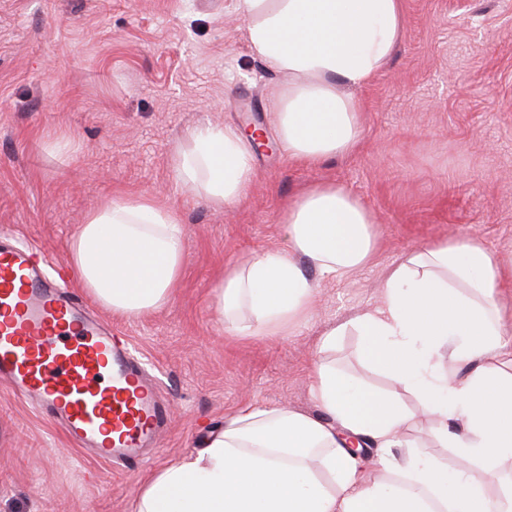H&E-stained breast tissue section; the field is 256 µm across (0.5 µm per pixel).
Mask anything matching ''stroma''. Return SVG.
Masks as SVG:
<instances>
[{
  "label": "stroma",
  "mask_w": 512,
  "mask_h": 512,
  "mask_svg": "<svg viewBox=\"0 0 512 512\" xmlns=\"http://www.w3.org/2000/svg\"><path fill=\"white\" fill-rule=\"evenodd\" d=\"M284 81L252 53L233 0H0V229L63 261L90 212L146 196L178 212L186 240L169 304L103 315L163 373L172 423L152 456L134 469L95 461L0 386V512H130L148 477L225 418L316 412L309 381L334 323L346 330L330 361L392 389L347 323L378 304L393 262L432 242L475 237L510 265L495 300L512 324V0H404L403 39L359 92L355 153L311 164L257 151L252 188L228 209L176 180L175 154L199 128L255 124L275 142L267 93ZM323 183L374 213L372 258L319 282L293 332L225 333L219 277L286 250L282 216Z\"/></svg>",
  "instance_id": "35a3bbf8"
}]
</instances>
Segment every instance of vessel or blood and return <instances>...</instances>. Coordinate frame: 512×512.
I'll use <instances>...</instances> for the list:
<instances>
[{"label": "vessel or blood", "instance_id": "obj_1", "mask_svg": "<svg viewBox=\"0 0 512 512\" xmlns=\"http://www.w3.org/2000/svg\"><path fill=\"white\" fill-rule=\"evenodd\" d=\"M0 385L50 417L72 446L109 464L141 461L171 420L128 341L2 235Z\"/></svg>", "mask_w": 512, "mask_h": 512}]
</instances>
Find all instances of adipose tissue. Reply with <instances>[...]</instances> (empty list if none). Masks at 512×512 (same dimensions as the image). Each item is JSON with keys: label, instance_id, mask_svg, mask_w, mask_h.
<instances>
[{"label": "adipose tissue", "instance_id": "1", "mask_svg": "<svg viewBox=\"0 0 512 512\" xmlns=\"http://www.w3.org/2000/svg\"><path fill=\"white\" fill-rule=\"evenodd\" d=\"M235 11L253 53L288 76L268 96L282 152L310 163L352 153L359 92L403 37V0H235ZM174 173L215 207L235 206L255 177L249 138L232 126L199 129ZM282 222L286 252L254 254L215 286L225 332H290L311 315L317 279L343 277L375 251V215L336 184L306 191ZM184 257L176 210L141 197L90 212L67 261L101 307L136 317L169 302ZM501 278L499 261L468 236L403 254L380 302L348 326L396 391H374L319 358L318 415L240 411L145 480L132 512H512V325L493 303ZM404 390L434 419L435 442L453 450L452 469L418 452L394 457L414 424ZM355 440L376 448L377 479Z\"/></svg>", "mask_w": 512, "mask_h": 512}]
</instances>
